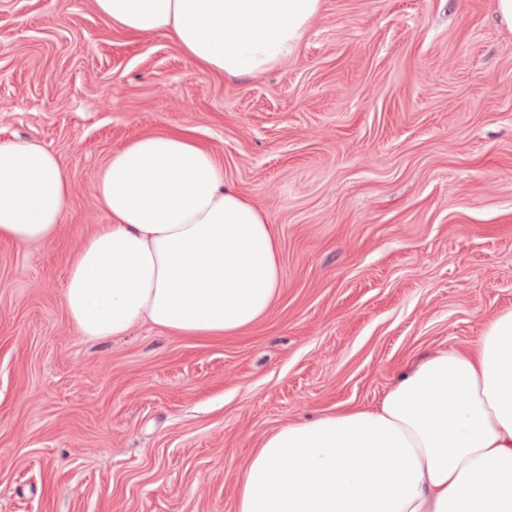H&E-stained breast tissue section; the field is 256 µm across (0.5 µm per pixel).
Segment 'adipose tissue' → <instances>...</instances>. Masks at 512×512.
Masks as SVG:
<instances>
[{"mask_svg": "<svg viewBox=\"0 0 512 512\" xmlns=\"http://www.w3.org/2000/svg\"><path fill=\"white\" fill-rule=\"evenodd\" d=\"M112 27L164 30L204 70L250 77L299 45L321 0H93ZM94 195L109 221L84 237L63 307L105 341L148 322L221 338L259 322L284 286L267 216L189 135L163 130L112 153ZM72 202L58 155L0 140V240L54 239ZM234 512H512V310L473 350L412 364L370 406L272 431L240 471Z\"/></svg>", "mask_w": 512, "mask_h": 512, "instance_id": "obj_1", "label": "adipose tissue"}]
</instances>
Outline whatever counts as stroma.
Wrapping results in <instances>:
<instances>
[{
    "label": "stroma",
    "instance_id": "stroma-1",
    "mask_svg": "<svg viewBox=\"0 0 512 512\" xmlns=\"http://www.w3.org/2000/svg\"><path fill=\"white\" fill-rule=\"evenodd\" d=\"M192 135L268 217L284 287L221 340L149 324L89 342L62 305L93 185L131 140ZM0 138L54 150L58 236L0 242V512H234L285 424L368 406L512 309V30L495 0H322L247 78L92 0H0Z\"/></svg>",
    "mask_w": 512,
    "mask_h": 512
}]
</instances>
